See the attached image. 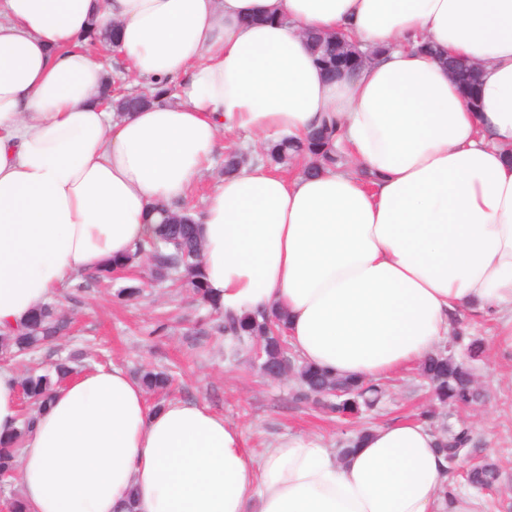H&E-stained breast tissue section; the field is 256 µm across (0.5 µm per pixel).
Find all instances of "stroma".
<instances>
[{"label": "stroma", "mask_w": 512, "mask_h": 512, "mask_svg": "<svg viewBox=\"0 0 512 512\" xmlns=\"http://www.w3.org/2000/svg\"><path fill=\"white\" fill-rule=\"evenodd\" d=\"M64 308L72 329L57 344L44 349L39 359L48 363L58 355L89 347L81 366L89 369L114 363L128 372L149 362L176 371L172 398L198 401L243 431L246 445L254 451L286 432H315L335 447L354 422H343L313 405L291 398L292 381L272 382L264 378L250 356L229 361L221 339L210 337L203 347L192 346L183 328L155 338L157 321L178 316L195 319L197 310L186 295L163 285L146 288L127 305L112 301L109 289L87 282L67 291ZM461 329L482 339L484 353L473 368L484 390V398L461 418L472 431L475 457L492 456L502 471L498 490L483 496V512H499L495 501L512 505V347L498 338L499 323L492 317L469 316ZM387 397L376 413L364 417L365 425L411 418L429 407V390L416 369L388 378Z\"/></svg>", "instance_id": "1"}]
</instances>
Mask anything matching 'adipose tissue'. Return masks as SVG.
I'll return each mask as SVG.
<instances>
[{"label": "adipose tissue", "instance_id": "obj_1", "mask_svg": "<svg viewBox=\"0 0 512 512\" xmlns=\"http://www.w3.org/2000/svg\"><path fill=\"white\" fill-rule=\"evenodd\" d=\"M113 28L94 58L78 49ZM377 58L331 81L303 32ZM481 67L476 106L421 43ZM123 66L135 112L104 108ZM337 121L354 170L248 163L196 219L225 310L286 315L298 358L377 382L419 364L463 313L512 345V0H0V333L150 237L242 130ZM20 425L0 365V436ZM26 512H477L451 492L422 419L372 427L348 456L307 432L261 453L193 401L150 404L122 367L66 381L25 434Z\"/></svg>", "mask_w": 512, "mask_h": 512}]
</instances>
